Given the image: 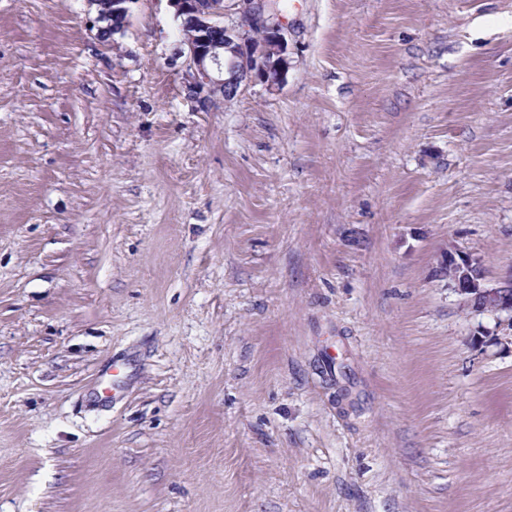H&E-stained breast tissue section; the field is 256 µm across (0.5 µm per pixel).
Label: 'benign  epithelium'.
Masks as SVG:
<instances>
[{"instance_id": "7a95c632", "label": "benign epithelium", "mask_w": 512, "mask_h": 512, "mask_svg": "<svg viewBox=\"0 0 512 512\" xmlns=\"http://www.w3.org/2000/svg\"><path fill=\"white\" fill-rule=\"evenodd\" d=\"M181 31L177 56L183 61L186 96L205 110L215 98L231 100L249 83L269 89L283 84L288 71L285 28L266 14L261 0H234L237 24L224 23L226 0H167ZM136 0H89L95 20L109 18L105 29L121 34ZM439 268L448 271V287L463 306L512 316V272L491 282L479 263L450 247Z\"/></svg>"}]
</instances>
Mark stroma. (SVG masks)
Returning <instances> with one entry per match:
<instances>
[{"mask_svg":"<svg viewBox=\"0 0 512 512\" xmlns=\"http://www.w3.org/2000/svg\"><path fill=\"white\" fill-rule=\"evenodd\" d=\"M196 109L166 0H0V512H512V0H296ZM89 5L95 6L96 22L103 18H109V24L106 27H99L101 31L107 29L111 33L110 37H114L116 33L122 34L129 24L132 12V4L136 0H89ZM439 269H448V287L455 292L464 307L494 315L508 314L512 320V270L497 281H488L479 263L448 247Z\"/></svg>","mask_w":512,"mask_h":512,"instance_id":"stroma-1","label":"stroma"}]
</instances>
